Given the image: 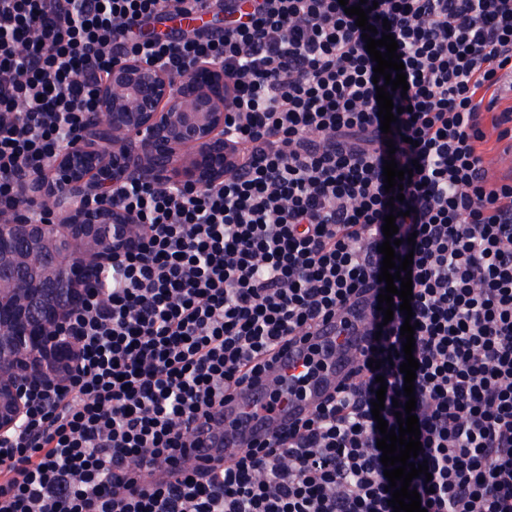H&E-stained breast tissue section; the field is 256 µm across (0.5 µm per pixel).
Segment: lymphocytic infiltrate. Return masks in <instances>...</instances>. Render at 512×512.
<instances>
[{
	"label": "lymphocytic infiltrate",
	"instance_id": "lymphocytic-infiltrate-1",
	"mask_svg": "<svg viewBox=\"0 0 512 512\" xmlns=\"http://www.w3.org/2000/svg\"><path fill=\"white\" fill-rule=\"evenodd\" d=\"M409 88L382 133L374 63L338 0H226L224 33L154 34L216 0H0V213L20 182L99 103L117 53L180 71L220 62L237 91L225 132L237 170L203 192L127 183L116 202L143 230L59 329L76 344L60 381L26 389L0 440V512H394L372 404L406 403L395 312L380 368L310 415L200 465L193 424L262 374L277 347L379 282L384 218L412 256L415 414L425 512H512V182L489 141L512 142V0H377ZM419 163L391 202L383 166ZM383 383H376V376ZM176 482L154 483L164 466Z\"/></svg>",
	"mask_w": 512,
	"mask_h": 512
}]
</instances>
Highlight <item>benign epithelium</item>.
<instances>
[{
	"instance_id": "1",
	"label": "benign epithelium",
	"mask_w": 512,
	"mask_h": 512,
	"mask_svg": "<svg viewBox=\"0 0 512 512\" xmlns=\"http://www.w3.org/2000/svg\"><path fill=\"white\" fill-rule=\"evenodd\" d=\"M100 90V105L85 115L81 132L49 159L51 176L23 181V195L42 202L54 221L0 214V284H12L0 293V333L16 344L11 355L0 352V438L22 416L26 379L69 368L73 344L51 332L142 236L131 215L109 200V189L146 182L201 191L235 169L224 135L234 81L222 64L193 63L172 73L122 54ZM18 239L27 244L32 275L15 262ZM54 288L67 289V304L42 301Z\"/></svg>"
}]
</instances>
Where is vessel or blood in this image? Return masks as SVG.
I'll return each mask as SVG.
<instances>
[{
	"label": "vessel or blood",
	"mask_w": 512,
	"mask_h": 512,
	"mask_svg": "<svg viewBox=\"0 0 512 512\" xmlns=\"http://www.w3.org/2000/svg\"><path fill=\"white\" fill-rule=\"evenodd\" d=\"M374 325L375 307L368 295L336 319L319 324L312 335L278 349L264 373L247 379L225 401L220 423L196 422L191 456L201 461L220 455L233 459L269 439L275 428L307 415L360 369L374 341Z\"/></svg>",
	"instance_id": "obj_1"
}]
</instances>
